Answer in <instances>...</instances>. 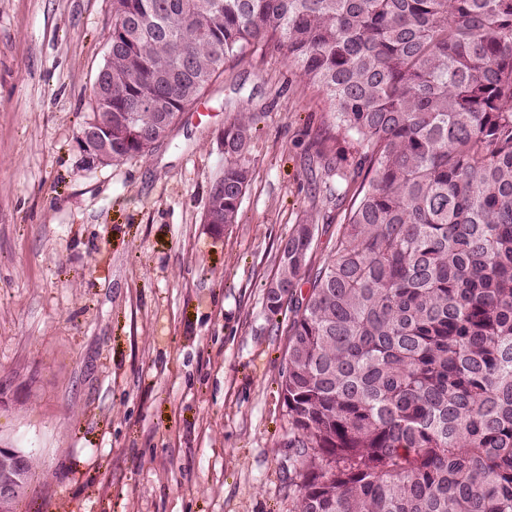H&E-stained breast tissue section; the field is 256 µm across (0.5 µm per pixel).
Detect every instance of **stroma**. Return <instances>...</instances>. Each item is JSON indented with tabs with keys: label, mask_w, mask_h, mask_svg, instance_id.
Segmentation results:
<instances>
[{
	"label": "stroma",
	"mask_w": 512,
	"mask_h": 512,
	"mask_svg": "<svg viewBox=\"0 0 512 512\" xmlns=\"http://www.w3.org/2000/svg\"><path fill=\"white\" fill-rule=\"evenodd\" d=\"M111 24L112 0H0V444L31 458L14 512H296L293 314L265 285L294 225L330 258L355 143L271 51L148 155L86 168ZM236 111L261 115L253 180L240 223L207 224Z\"/></svg>",
	"instance_id": "stroma-1"
}]
</instances>
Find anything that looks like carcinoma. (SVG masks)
Instances as JSON below:
<instances>
[{
  "mask_svg": "<svg viewBox=\"0 0 512 512\" xmlns=\"http://www.w3.org/2000/svg\"><path fill=\"white\" fill-rule=\"evenodd\" d=\"M111 30L91 109L114 162L270 48L356 143L334 254L311 267L298 224L266 286L295 304L296 512H512V0H112ZM259 119L224 122L208 224L240 222Z\"/></svg>",
  "mask_w": 512,
  "mask_h": 512,
  "instance_id": "cac0c4a2",
  "label": "carcinoma"
}]
</instances>
